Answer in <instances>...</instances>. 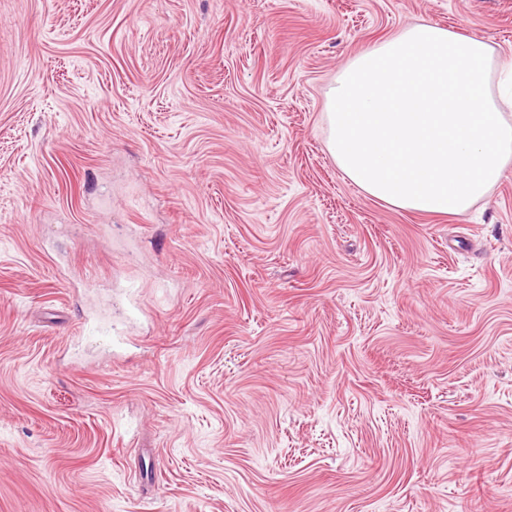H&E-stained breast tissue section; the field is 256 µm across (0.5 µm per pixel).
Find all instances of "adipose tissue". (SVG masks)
<instances>
[{"label": "adipose tissue", "mask_w": 512, "mask_h": 512, "mask_svg": "<svg viewBox=\"0 0 512 512\" xmlns=\"http://www.w3.org/2000/svg\"><path fill=\"white\" fill-rule=\"evenodd\" d=\"M512 80L483 38L432 22L356 56L326 94V149L339 170L388 207L458 215L512 168Z\"/></svg>", "instance_id": "1"}]
</instances>
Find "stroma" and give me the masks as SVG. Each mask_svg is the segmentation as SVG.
I'll use <instances>...</instances> for the list:
<instances>
[{
	"instance_id": "obj_1",
	"label": "stroma",
	"mask_w": 512,
	"mask_h": 512,
	"mask_svg": "<svg viewBox=\"0 0 512 512\" xmlns=\"http://www.w3.org/2000/svg\"><path fill=\"white\" fill-rule=\"evenodd\" d=\"M512 0H0V512H512V169L398 211L325 93Z\"/></svg>"
}]
</instances>
